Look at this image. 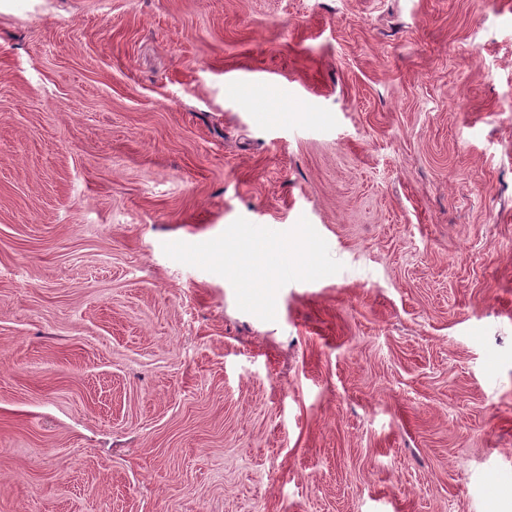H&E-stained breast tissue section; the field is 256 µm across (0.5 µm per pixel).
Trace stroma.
I'll return each instance as SVG.
<instances>
[{"instance_id":"obj_1","label":"stroma","mask_w":512,"mask_h":512,"mask_svg":"<svg viewBox=\"0 0 512 512\" xmlns=\"http://www.w3.org/2000/svg\"><path fill=\"white\" fill-rule=\"evenodd\" d=\"M0 512H512V0H0ZM227 249L225 244L224 253ZM228 251L234 260L253 270L260 288L273 287L281 274L293 266L294 248L288 238L281 236L260 243L252 240L244 248Z\"/></svg>"}]
</instances>
